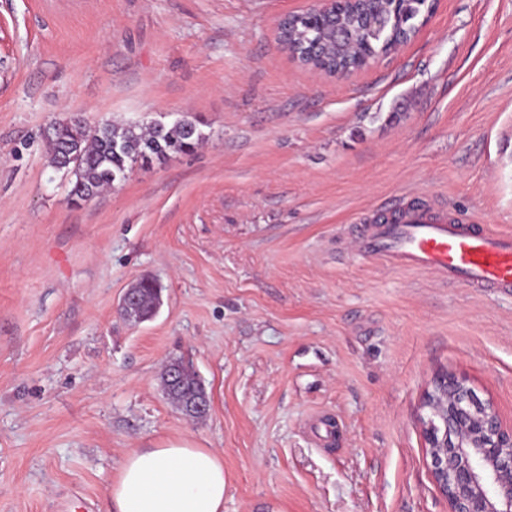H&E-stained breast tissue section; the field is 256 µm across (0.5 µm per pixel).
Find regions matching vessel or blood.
<instances>
[{"instance_id": "1", "label": "vessel or blood", "mask_w": 512, "mask_h": 512, "mask_svg": "<svg viewBox=\"0 0 512 512\" xmlns=\"http://www.w3.org/2000/svg\"><path fill=\"white\" fill-rule=\"evenodd\" d=\"M355 241L368 254L435 270L451 282L512 288V235L481 230L440 208L400 204L390 221L361 227Z\"/></svg>"}]
</instances>
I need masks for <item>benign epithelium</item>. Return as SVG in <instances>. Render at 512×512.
<instances>
[{
    "label": "benign epithelium",
    "mask_w": 512,
    "mask_h": 512,
    "mask_svg": "<svg viewBox=\"0 0 512 512\" xmlns=\"http://www.w3.org/2000/svg\"><path fill=\"white\" fill-rule=\"evenodd\" d=\"M339 3L318 0L304 16L333 13ZM422 406L430 473L448 512H512V426L453 373L434 378Z\"/></svg>",
    "instance_id": "obj_1"
}]
</instances>
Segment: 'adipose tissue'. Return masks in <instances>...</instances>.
I'll list each match as a JSON object with an SVG mask.
<instances>
[{
	"label": "adipose tissue",
	"instance_id": "adipose-tissue-1",
	"mask_svg": "<svg viewBox=\"0 0 512 512\" xmlns=\"http://www.w3.org/2000/svg\"><path fill=\"white\" fill-rule=\"evenodd\" d=\"M224 458L179 439L136 448L112 484V512H224Z\"/></svg>",
	"mask_w": 512,
	"mask_h": 512
}]
</instances>
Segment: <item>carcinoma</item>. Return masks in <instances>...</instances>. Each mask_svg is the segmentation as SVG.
Listing matches in <instances>:
<instances>
[{"mask_svg":"<svg viewBox=\"0 0 512 512\" xmlns=\"http://www.w3.org/2000/svg\"><path fill=\"white\" fill-rule=\"evenodd\" d=\"M384 13L381 27L369 26L355 12L334 14L322 22H300L293 25L296 43L305 59L314 66L352 70L364 66L363 58L380 52L382 43L393 40L396 44L408 41L415 33L414 21L427 9L426 0H404L393 8L389 3L377 4ZM56 140L48 143L49 163L59 169L63 149L70 148L80 160L73 173L74 181L68 196L97 193L126 177L132 165H149L166 158L169 153L194 150L203 140L197 123L183 119L171 126L154 124L142 127L136 124L104 123L90 127L74 114L55 125ZM136 299L120 309L128 321L143 322L151 319L160 304L161 288L150 279H140L133 285ZM164 394L180 412L193 414L196 402L209 399L198 375L180 360L171 361L160 375Z\"/></svg>","mask_w":512,"mask_h":512,"instance_id":"1","label":"carcinoma"}]
</instances>
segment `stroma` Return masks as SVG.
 I'll use <instances>...</instances> for the list:
<instances>
[{
  "mask_svg": "<svg viewBox=\"0 0 512 512\" xmlns=\"http://www.w3.org/2000/svg\"><path fill=\"white\" fill-rule=\"evenodd\" d=\"M315 4L0 0V512H110L126 452L181 438L223 455L224 512H448L424 391L452 372L512 422V290L353 246L409 198L512 233V0H440L343 76L278 42ZM77 113L203 141L72 203L46 133ZM136 299L128 307H121L120 314L128 321L143 322L151 319L161 305V288L150 279H140L133 285ZM160 382L167 399L178 411L202 417L194 415L192 407L197 401L206 399L209 402V395L198 375L181 360H173L165 367Z\"/></svg>",
  "mask_w": 512,
  "mask_h": 512,
  "instance_id": "obj_1",
  "label": "stroma"
}]
</instances>
